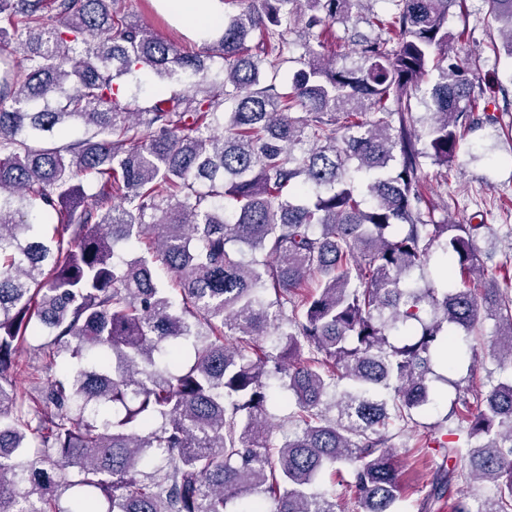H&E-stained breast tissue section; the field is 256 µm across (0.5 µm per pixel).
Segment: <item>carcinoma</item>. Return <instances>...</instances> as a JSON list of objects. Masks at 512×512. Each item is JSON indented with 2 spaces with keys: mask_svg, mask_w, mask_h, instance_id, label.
Returning <instances> with one entry per match:
<instances>
[{
  "mask_svg": "<svg viewBox=\"0 0 512 512\" xmlns=\"http://www.w3.org/2000/svg\"><path fill=\"white\" fill-rule=\"evenodd\" d=\"M119 2L0 0V512H337L327 474L393 512L391 427L442 458L418 512H512V258L421 208L423 160L450 170L495 93L448 31L461 0L364 14L350 65L324 34L366 0H223L198 52ZM484 2L512 58V0ZM144 69L182 89L130 108ZM483 309L501 377L477 386L450 353ZM440 382L463 443L415 419ZM274 400L271 412L274 414L273 421L278 424V427L273 431L271 440L278 444L290 431L287 417L293 406L288 403V395L281 393L277 389L274 390Z\"/></svg>",
  "mask_w": 512,
  "mask_h": 512,
  "instance_id": "cac0c4a2",
  "label": "carcinoma"
}]
</instances>
